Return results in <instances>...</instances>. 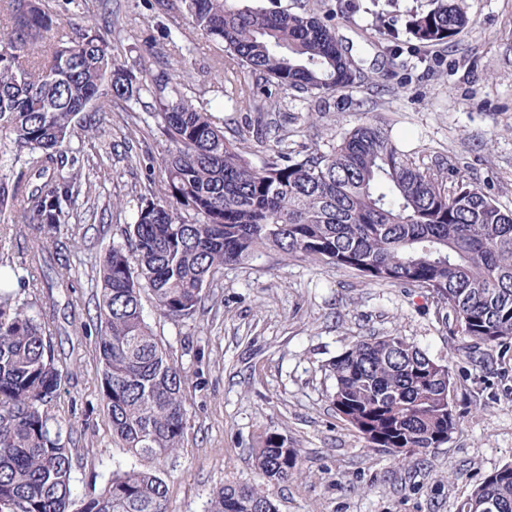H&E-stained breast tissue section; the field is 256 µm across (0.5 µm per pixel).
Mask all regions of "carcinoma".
I'll return each mask as SVG.
<instances>
[{"label": "carcinoma", "mask_w": 512, "mask_h": 512, "mask_svg": "<svg viewBox=\"0 0 512 512\" xmlns=\"http://www.w3.org/2000/svg\"><path fill=\"white\" fill-rule=\"evenodd\" d=\"M189 24L224 44L225 63L255 79L238 102L278 112L272 85L321 98L354 84L355 59L336 37V15L181 0ZM73 4L76 37L54 36L45 0H0V236L28 239L24 268L45 305L30 313L0 277V512H68L75 497V423L49 411L64 369L49 336L70 326L95 335L101 397L112 436L132 457H165L186 430V377L144 316L192 320L224 267L268 251L344 267L374 283L421 288L443 324L489 353L512 349V210L461 172L427 166L388 129L365 120L321 146L288 151L270 136L254 164L244 137L229 139L206 107L185 99L168 68L127 69L112 21L89 0ZM471 24L457 0L409 14L421 48ZM149 108L166 137L159 188L138 200L130 246L108 245L96 268L95 316L73 291L80 210L94 194L73 139L98 132L115 100ZM72 246H67V243ZM397 335L361 339L329 363L336 414L366 441L405 461L448 443L459 426L451 364ZM259 483L225 484L208 512H269V488L301 474V451L278 434L254 449ZM79 512H167L156 472L116 466ZM457 512H512V464L487 475Z\"/></svg>", "instance_id": "carcinoma-1"}]
</instances>
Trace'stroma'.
I'll return each mask as SVG.
<instances>
[{
  "instance_id": "1",
  "label": "stroma",
  "mask_w": 512,
  "mask_h": 512,
  "mask_svg": "<svg viewBox=\"0 0 512 512\" xmlns=\"http://www.w3.org/2000/svg\"><path fill=\"white\" fill-rule=\"evenodd\" d=\"M463 4L473 25L453 42L421 50L406 19L409 11L431 9V0H399L381 24L371 0H356L355 9L337 17L336 35L361 59V74L353 87L315 101L283 95L276 126L287 147L323 143L368 118L404 150L461 169L512 209V0ZM100 10L112 21V41L128 68L138 70L148 52H157L226 137L253 123L255 113L221 93L222 43L192 29L180 8L102 0ZM312 110L318 116L310 126L305 117ZM102 139L111 154H100L90 140L78 145L84 172L101 183L94 211L81 221L85 241L74 273L76 292L90 308L99 251L125 243L134 203L150 195L166 148L141 102L114 105ZM143 307L187 375L184 441L164 459H130L112 437L91 337L52 336L73 363L52 410L77 428L78 495L102 484L115 463H132L160 471L168 512H206L216 487L256 482L253 450L271 433L303 457L301 475L270 490L279 512H456L475 484L512 463V351L474 361L469 341L439 322L434 299L421 289L373 284L346 268L269 252L225 267L195 321L159 317L148 300ZM392 334L434 359L453 360L460 426L447 444L409 463L367 447L337 415L327 370L357 340ZM478 401L485 406L479 413Z\"/></svg>"
}]
</instances>
